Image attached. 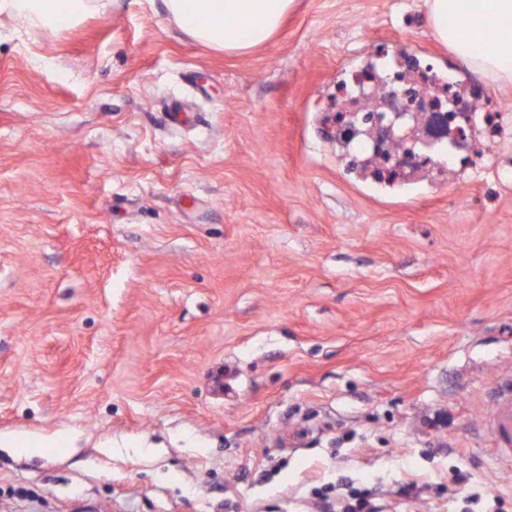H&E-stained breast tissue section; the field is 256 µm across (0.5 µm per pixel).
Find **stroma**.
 <instances>
[{
    "label": "stroma",
    "instance_id": "1",
    "mask_svg": "<svg viewBox=\"0 0 512 512\" xmlns=\"http://www.w3.org/2000/svg\"><path fill=\"white\" fill-rule=\"evenodd\" d=\"M379 44L469 72L424 0H296L241 55L161 0L0 15V435L42 443L0 512H512V114L464 187L358 177L323 116ZM92 0H1L0 14L5 12L21 19L32 28L56 29L87 14ZM498 399L495 406L493 432L500 442L497 453L501 459L512 457V380L496 386ZM367 492L352 491L348 497V501L344 505H339L335 501L330 502L326 496L322 495L321 509L323 512H366L364 508L368 504L366 500Z\"/></svg>",
    "mask_w": 512,
    "mask_h": 512
}]
</instances>
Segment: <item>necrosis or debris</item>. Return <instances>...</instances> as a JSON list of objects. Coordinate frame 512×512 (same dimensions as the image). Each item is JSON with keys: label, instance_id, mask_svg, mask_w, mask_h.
Here are the masks:
<instances>
[{"label": "necrosis or debris", "instance_id": "necrosis-or-debris-1", "mask_svg": "<svg viewBox=\"0 0 512 512\" xmlns=\"http://www.w3.org/2000/svg\"><path fill=\"white\" fill-rule=\"evenodd\" d=\"M487 99L475 81L376 51L339 84L328 130L350 170L375 182L394 185L415 171L453 177L495 164L502 115Z\"/></svg>", "mask_w": 512, "mask_h": 512}]
</instances>
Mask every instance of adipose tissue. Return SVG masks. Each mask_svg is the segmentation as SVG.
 <instances>
[{
    "label": "adipose tissue",
    "instance_id": "obj_1",
    "mask_svg": "<svg viewBox=\"0 0 512 512\" xmlns=\"http://www.w3.org/2000/svg\"><path fill=\"white\" fill-rule=\"evenodd\" d=\"M194 41L239 54L266 43L295 0H162ZM93 0H0V13L55 29L87 14ZM435 39L479 71L489 87L512 85V0H426Z\"/></svg>",
    "mask_w": 512,
    "mask_h": 512
}]
</instances>
